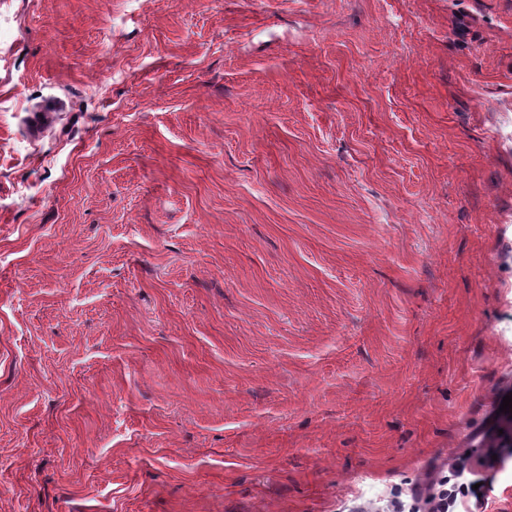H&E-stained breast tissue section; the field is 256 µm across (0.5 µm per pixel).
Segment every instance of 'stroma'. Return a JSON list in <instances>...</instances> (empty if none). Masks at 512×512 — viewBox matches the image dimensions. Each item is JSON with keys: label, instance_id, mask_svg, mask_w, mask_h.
Segmentation results:
<instances>
[{"label": "stroma", "instance_id": "obj_1", "mask_svg": "<svg viewBox=\"0 0 512 512\" xmlns=\"http://www.w3.org/2000/svg\"><path fill=\"white\" fill-rule=\"evenodd\" d=\"M508 395L512 0H0V512H512Z\"/></svg>", "mask_w": 512, "mask_h": 512}]
</instances>
